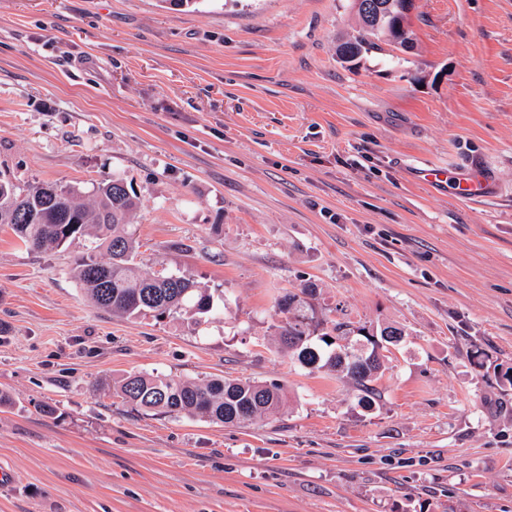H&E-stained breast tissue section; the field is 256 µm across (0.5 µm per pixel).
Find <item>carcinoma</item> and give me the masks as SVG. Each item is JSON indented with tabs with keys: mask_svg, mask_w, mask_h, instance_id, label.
I'll return each instance as SVG.
<instances>
[{
	"mask_svg": "<svg viewBox=\"0 0 512 512\" xmlns=\"http://www.w3.org/2000/svg\"><path fill=\"white\" fill-rule=\"evenodd\" d=\"M381 33L365 34L343 43L360 52L380 49ZM137 209V196L125 181L114 177L98 184L94 200L88 202L76 188L61 184L20 185L0 172V226L8 227L29 250L58 248L79 238L88 239L83 255L70 275L89 303L120 316L150 310L160 316L214 308L209 289L193 277L149 275L141 271L138 257L143 244L129 229ZM107 258H101V254ZM315 284L278 299L285 321L277 326L288 354L312 371L326 369L350 379L371 403L379 392L373 386L383 362L377 349L382 343L396 346L403 330L387 326L380 335L367 334L365 343L344 345L326 341L330 333L316 319L312 305ZM117 395L132 407L155 410L169 417H201L224 424H241L271 415L281 408L285 395L276 382L229 378L172 380L165 376L134 373L117 386Z\"/></svg>",
	"mask_w": 512,
	"mask_h": 512,
	"instance_id": "1",
	"label": "carcinoma"
}]
</instances>
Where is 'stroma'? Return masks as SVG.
I'll use <instances>...</instances> for the list:
<instances>
[{
  "label": "stroma",
  "instance_id": "1",
  "mask_svg": "<svg viewBox=\"0 0 512 512\" xmlns=\"http://www.w3.org/2000/svg\"><path fill=\"white\" fill-rule=\"evenodd\" d=\"M411 26L350 66L353 0H0V169L89 197L122 176L142 271L215 296L116 317L69 275L84 240L0 227V512H512V0H418ZM310 281L328 322L404 327L373 406L278 351ZM137 372L286 405L171 418L115 394ZM419 178L426 182L448 184V190L459 200L486 199L492 194L489 182L480 174L468 171L448 172L438 168L422 169Z\"/></svg>",
  "mask_w": 512,
  "mask_h": 512
}]
</instances>
